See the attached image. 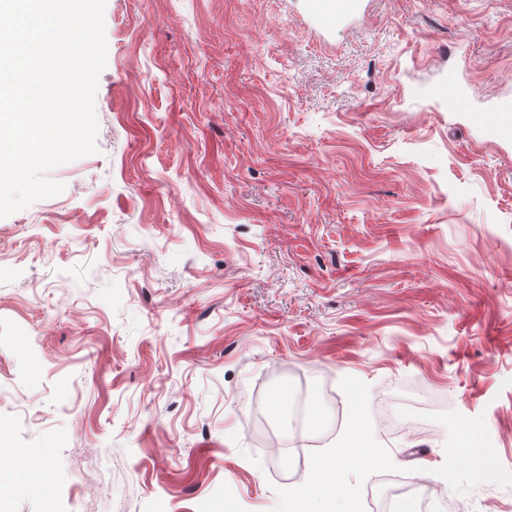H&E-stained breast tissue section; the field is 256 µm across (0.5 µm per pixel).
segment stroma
Listing matches in <instances>:
<instances>
[{"label":"stroma","mask_w":512,"mask_h":512,"mask_svg":"<svg viewBox=\"0 0 512 512\" xmlns=\"http://www.w3.org/2000/svg\"><path fill=\"white\" fill-rule=\"evenodd\" d=\"M104 21L97 153L0 218V512H282L355 409L363 512H512V133L439 92L512 93V0ZM358 2V0H312L311 8L321 24L329 26L335 18L337 23L341 17L354 13L359 6Z\"/></svg>","instance_id":"obj_1"}]
</instances>
